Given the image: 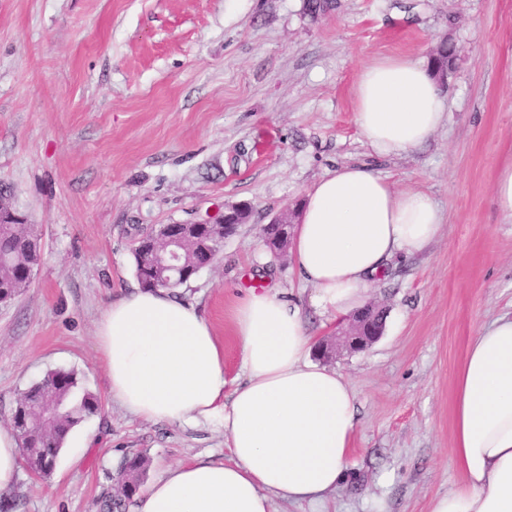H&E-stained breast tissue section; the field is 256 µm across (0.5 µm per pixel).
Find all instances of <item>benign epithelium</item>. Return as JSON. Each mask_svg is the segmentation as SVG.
I'll return each instance as SVG.
<instances>
[{"mask_svg":"<svg viewBox=\"0 0 512 512\" xmlns=\"http://www.w3.org/2000/svg\"><path fill=\"white\" fill-rule=\"evenodd\" d=\"M251 206L247 203L227 207L216 221L209 219L164 224L157 231H149L138 240L142 270L148 282L158 288L169 284L165 272H177L180 281H189L201 269L193 262V253L201 249L217 254L224 239L233 235L238 226L245 223ZM384 312L374 304H368L341 330L332 343H320L321 354L328 355L333 349L345 347L360 351L377 341L383 332Z\"/></svg>","mask_w":512,"mask_h":512,"instance_id":"benign-epithelium-1","label":"benign epithelium"}]
</instances>
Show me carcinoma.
Listing matches in <instances>:
<instances>
[{
	"label": "carcinoma",
	"instance_id": "cac0c4a2",
	"mask_svg": "<svg viewBox=\"0 0 512 512\" xmlns=\"http://www.w3.org/2000/svg\"><path fill=\"white\" fill-rule=\"evenodd\" d=\"M40 252L37 239L28 224L0 226V257L11 258V272L0 283V303L12 300L29 287L30 271L37 264ZM78 381L72 371L56 370L32 386L23 401L13 410L11 422L21 447L32 449L25 464L36 470L44 460L58 458L66 437L85 417L100 411L99 399L90 392L76 395ZM145 460L139 456L128 459L122 481L138 488Z\"/></svg>",
	"mask_w": 512,
	"mask_h": 512
}]
</instances>
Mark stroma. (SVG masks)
<instances>
[{
  "label": "stroma",
  "mask_w": 512,
  "mask_h": 512,
  "mask_svg": "<svg viewBox=\"0 0 512 512\" xmlns=\"http://www.w3.org/2000/svg\"><path fill=\"white\" fill-rule=\"evenodd\" d=\"M455 49L440 88L448 117L418 150L372 153L355 121L363 63ZM512 162V0H0V187L41 237L26 290L0 304V425L54 370L74 372L98 414L68 435L53 473L22 469L0 491L8 512H100L121 468L146 479L199 456L225 459L222 431L133 418L108 393L95 329L138 289L132 248L145 228L223 213L247 224L179 287L240 373L236 308L253 275L297 303L318 341L321 314L289 254L259 230L299 212L325 174L365 164L395 187L432 194L445 221L420 254L395 256L368 291L385 307L381 338L338 350L329 368L357 407L345 479L328 512H430L455 488L452 398L471 336L512 312V220L493 183Z\"/></svg>",
  "instance_id": "stroma-1"
}]
</instances>
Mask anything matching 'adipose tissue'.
<instances>
[{"label": "adipose tissue", "instance_id": "ef3b65f1", "mask_svg": "<svg viewBox=\"0 0 512 512\" xmlns=\"http://www.w3.org/2000/svg\"><path fill=\"white\" fill-rule=\"evenodd\" d=\"M445 102L430 62L365 64L355 119L371 149L401 156L442 124ZM444 221L432 195L396 189L363 165L326 174L306 195L292 262L312 305L340 318L362 307L369 283L398 252H422ZM242 375L224 379V347L195 305L139 289L105 309L96 331L109 394L131 416L223 431L229 460L170 465L136 492L134 512H271L273 500L319 505L347 471L356 397L316 344L301 308L279 291H248L237 308ZM452 454L462 483L431 512H512V314L472 336L456 374Z\"/></svg>", "mask_w": 512, "mask_h": 512}]
</instances>
